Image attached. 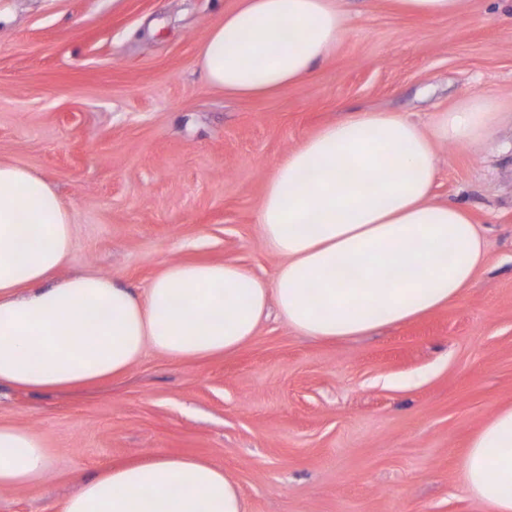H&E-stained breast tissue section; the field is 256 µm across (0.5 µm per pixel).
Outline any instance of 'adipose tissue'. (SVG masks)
I'll return each instance as SVG.
<instances>
[{
    "mask_svg": "<svg viewBox=\"0 0 512 512\" xmlns=\"http://www.w3.org/2000/svg\"><path fill=\"white\" fill-rule=\"evenodd\" d=\"M348 33L336 0H238L200 48L210 85L266 96L304 79ZM512 113L475 94L430 129L390 112L351 110L278 161L258 214L282 256L273 284L231 262L171 263L143 291L87 272L52 276L73 257V217L54 186L0 162V384L73 391L123 376L147 351L188 361L230 354L276 303L304 336L336 340L448 305L474 280L485 241L467 210L433 200L440 143L474 147ZM38 435L0 426V487L43 477ZM465 491L512 512V405L476 431ZM60 512H244L222 465L154 455L109 466Z\"/></svg>",
    "mask_w": 512,
    "mask_h": 512,
    "instance_id": "1",
    "label": "adipose tissue"
}]
</instances>
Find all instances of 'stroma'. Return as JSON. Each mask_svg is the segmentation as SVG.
<instances>
[{"instance_id": "obj_1", "label": "stroma", "mask_w": 512, "mask_h": 512, "mask_svg": "<svg viewBox=\"0 0 512 512\" xmlns=\"http://www.w3.org/2000/svg\"><path fill=\"white\" fill-rule=\"evenodd\" d=\"M238 0H0V162L48 180L73 260L141 290L173 262L273 281L258 212L277 161L347 107L428 124L472 94L512 110V0L460 16L341 0L349 33L301 82L249 97L208 86L199 49ZM437 202L481 224L485 266L455 301L368 336L307 338L271 313L237 352L150 353L96 387H0V425L52 467L0 488V512H59L83 481L151 454L223 465L245 512H490L465 492L468 441L512 404V130L438 145Z\"/></svg>"}]
</instances>
